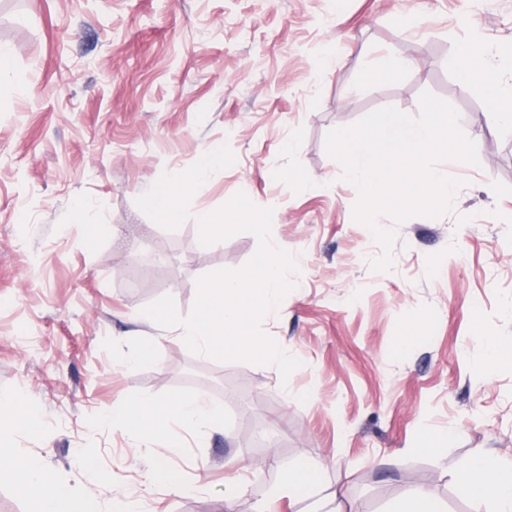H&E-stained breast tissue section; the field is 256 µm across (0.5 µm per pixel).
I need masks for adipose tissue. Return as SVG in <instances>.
<instances>
[{"instance_id":"1","label":"adipose tissue","mask_w":512,"mask_h":512,"mask_svg":"<svg viewBox=\"0 0 512 512\" xmlns=\"http://www.w3.org/2000/svg\"><path fill=\"white\" fill-rule=\"evenodd\" d=\"M221 408L195 398L175 396L166 405L144 397L137 403L113 410L112 421L132 438H143L153 427L176 423L182 426L205 427L221 422ZM459 484L474 499H490L496 512H512V468L504 467L492 455L470 460L456 476ZM322 484L319 465L298 462L283 471L281 492L292 502L304 503L303 512H344L336 497H316ZM14 489L19 497L36 502V512H92L66 489L48 484L37 461H30L18 472Z\"/></svg>"}]
</instances>
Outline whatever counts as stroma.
Listing matches in <instances>:
<instances>
[{
    "label": "stroma",
    "instance_id": "1",
    "mask_svg": "<svg viewBox=\"0 0 512 512\" xmlns=\"http://www.w3.org/2000/svg\"><path fill=\"white\" fill-rule=\"evenodd\" d=\"M468 38L512 44V0H347L338 15L331 0H0V445L16 467L38 461L98 512L118 494L150 512H299L277 489L301 460L323 464L348 512H387L412 487L447 512H491L454 474L512 459V358L487 361L512 350V127L483 126L478 86L445 65ZM391 54L410 67L384 74ZM426 90L458 110L478 165L445 161L463 185L441 217L355 221L328 132L383 107L418 115ZM214 141L223 163L162 222L146 195ZM240 192L272 208V240L298 266L262 321L301 362L286 380L140 317L165 295L188 315L200 276L252 258L248 232L198 242L196 212ZM378 228L396 233L389 272L370 265ZM157 248L176 251L168 271L141 258ZM145 336L156 364L130 365ZM175 393L223 421L145 446L113 427V407ZM426 434L435 453L412 454ZM161 460L193 492L150 484Z\"/></svg>",
    "mask_w": 512,
    "mask_h": 512
}]
</instances>
